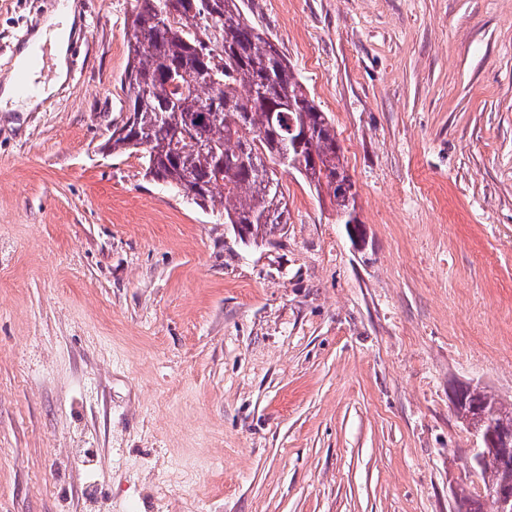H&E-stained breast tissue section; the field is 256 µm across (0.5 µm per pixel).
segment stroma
<instances>
[{
    "label": "stroma",
    "mask_w": 512,
    "mask_h": 512,
    "mask_svg": "<svg viewBox=\"0 0 512 512\" xmlns=\"http://www.w3.org/2000/svg\"><path fill=\"white\" fill-rule=\"evenodd\" d=\"M61 0H0V83ZM135 0H74L69 76L0 112V512H452L451 400L512 403V0H245L336 131L364 243L106 143Z\"/></svg>",
    "instance_id": "obj_1"
}]
</instances>
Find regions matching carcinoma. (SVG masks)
I'll return each instance as SVG.
<instances>
[{
    "label": "carcinoma",
    "mask_w": 512,
    "mask_h": 512,
    "mask_svg": "<svg viewBox=\"0 0 512 512\" xmlns=\"http://www.w3.org/2000/svg\"><path fill=\"white\" fill-rule=\"evenodd\" d=\"M129 55V116L109 150L141 154L146 176L200 207L221 205L224 223L251 237L288 223L277 166L297 171L329 196L342 223L360 227L355 182L328 116L273 40L246 21L242 0H136ZM475 401L512 422V404L475 385L455 403L462 423L484 432ZM472 467L488 486L512 482V470Z\"/></svg>",
    "instance_id": "cac0c4a2"
}]
</instances>
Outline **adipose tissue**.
I'll use <instances>...</instances> for the list:
<instances>
[{
    "label": "adipose tissue",
    "instance_id": "1",
    "mask_svg": "<svg viewBox=\"0 0 512 512\" xmlns=\"http://www.w3.org/2000/svg\"><path fill=\"white\" fill-rule=\"evenodd\" d=\"M77 18L73 12H57L47 16L31 34L25 45L19 47L15 63L19 70L31 73V51L33 48L48 46L54 66L53 77L39 84L37 93L30 97H20L16 87L7 83L0 86V110L4 112H30L51 95L63 83L68 74V50L70 32Z\"/></svg>",
    "mask_w": 512,
    "mask_h": 512
}]
</instances>
